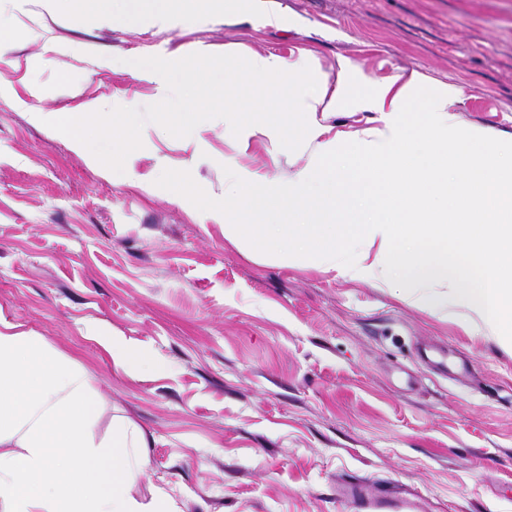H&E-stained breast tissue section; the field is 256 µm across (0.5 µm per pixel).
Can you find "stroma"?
<instances>
[{
	"mask_svg": "<svg viewBox=\"0 0 512 512\" xmlns=\"http://www.w3.org/2000/svg\"><path fill=\"white\" fill-rule=\"evenodd\" d=\"M168 28L97 25L5 0L0 54V316L73 360L101 406L135 422L148 466L182 512H362L349 497L402 491L399 512H512V352L469 328L447 288L421 305L392 288L264 259L232 244L204 202L224 191V125L201 141L146 123L134 167L104 176L38 112L161 99L137 58L224 50L341 59L383 83L419 71L459 91L455 124L512 140V0H277ZM184 184L173 199L172 179ZM164 371L117 369L96 332ZM222 1L224 17L228 18L240 13L244 9L250 11H261L263 14L264 23L269 26H280L283 23V16L278 10L274 1L276 0H217Z\"/></svg>",
	"mask_w": 512,
	"mask_h": 512,
	"instance_id": "stroma-1",
	"label": "stroma"
}]
</instances>
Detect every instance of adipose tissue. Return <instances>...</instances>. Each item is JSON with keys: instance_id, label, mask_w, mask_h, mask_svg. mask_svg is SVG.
Instances as JSON below:
<instances>
[{"instance_id": "adipose-tissue-1", "label": "adipose tissue", "mask_w": 512, "mask_h": 512, "mask_svg": "<svg viewBox=\"0 0 512 512\" xmlns=\"http://www.w3.org/2000/svg\"><path fill=\"white\" fill-rule=\"evenodd\" d=\"M52 15L95 9L112 23L140 0H41ZM257 97L232 92L224 74V192L210 200L225 239L293 258L351 280L399 285L421 303L426 289L449 285L470 325L512 347V143L460 129L448 94L429 93L416 72L374 84L350 62L336 76L311 58L293 64L251 54ZM368 115L367 127L337 129L344 108ZM275 155H307L284 178L242 167L253 143ZM455 243L445 251V243ZM113 364L129 375L164 370L131 340L102 337ZM98 410L88 378L36 336L0 318V505L7 512H180L163 488L133 496L145 470L144 431L113 423L112 436L88 432ZM63 456H56V449Z\"/></svg>"}]
</instances>
